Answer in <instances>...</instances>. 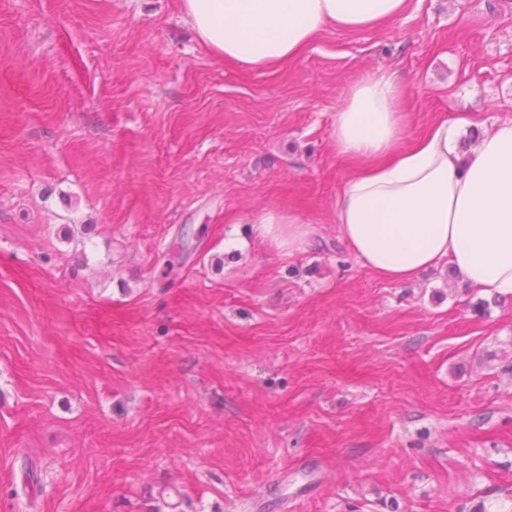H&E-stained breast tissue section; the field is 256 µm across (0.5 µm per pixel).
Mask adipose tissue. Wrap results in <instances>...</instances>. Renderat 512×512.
<instances>
[{
  "instance_id": "1",
  "label": "adipose tissue",
  "mask_w": 512,
  "mask_h": 512,
  "mask_svg": "<svg viewBox=\"0 0 512 512\" xmlns=\"http://www.w3.org/2000/svg\"><path fill=\"white\" fill-rule=\"evenodd\" d=\"M410 0H182L199 42L243 67L278 66L299 55L327 27L380 28L405 14ZM403 89L394 74L358 82L336 114L338 153L362 166L336 205L340 237L383 279L404 282L450 266L491 297H512V119L487 126L462 159V119L436 122L412 147L403 144ZM255 231L295 251L310 232L298 218L265 209Z\"/></svg>"
}]
</instances>
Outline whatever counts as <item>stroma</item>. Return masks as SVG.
Masks as SVG:
<instances>
[{
	"mask_svg": "<svg viewBox=\"0 0 512 512\" xmlns=\"http://www.w3.org/2000/svg\"><path fill=\"white\" fill-rule=\"evenodd\" d=\"M382 72L406 142L511 118L512 0L275 68L181 0H0V512H512V299L383 280L337 232L336 114ZM250 224L263 238H270L288 251L303 248L309 242L310 230L303 228L298 218L277 209H265L252 214Z\"/></svg>",
	"mask_w": 512,
	"mask_h": 512,
	"instance_id": "35a3bbf8",
	"label": "stroma"
}]
</instances>
